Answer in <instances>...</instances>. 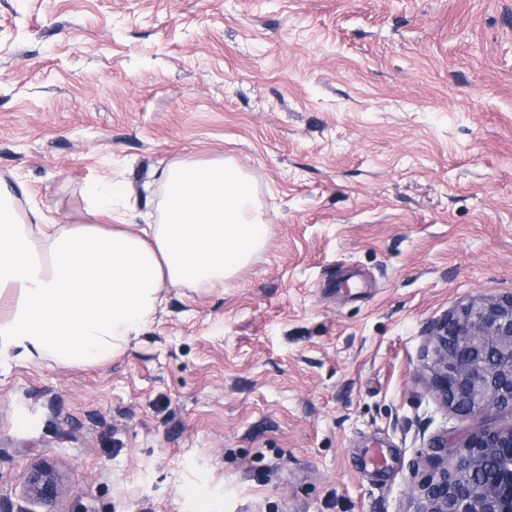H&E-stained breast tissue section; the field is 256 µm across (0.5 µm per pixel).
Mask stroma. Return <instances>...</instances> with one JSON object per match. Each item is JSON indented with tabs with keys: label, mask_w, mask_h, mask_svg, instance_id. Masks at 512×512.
Masks as SVG:
<instances>
[{
	"label": "stroma",
	"mask_w": 512,
	"mask_h": 512,
	"mask_svg": "<svg viewBox=\"0 0 512 512\" xmlns=\"http://www.w3.org/2000/svg\"><path fill=\"white\" fill-rule=\"evenodd\" d=\"M233 160L269 226L223 287L164 288L93 366L0 363V498L54 512H413L430 326L512 293V0H0V186L157 223L162 171ZM382 450V468L367 465ZM64 489L62 475L52 465L39 463L30 467L22 480V492L33 503L39 504L52 512L55 504Z\"/></svg>",
	"instance_id": "obj_1"
}]
</instances>
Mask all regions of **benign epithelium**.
I'll list each match as a JSON object with an SVG mask.
<instances>
[{"label": "benign epithelium", "mask_w": 512, "mask_h": 512, "mask_svg": "<svg viewBox=\"0 0 512 512\" xmlns=\"http://www.w3.org/2000/svg\"><path fill=\"white\" fill-rule=\"evenodd\" d=\"M427 358L433 391L472 426L454 444L434 439L433 448L451 447L455 458L412 489L414 512H512V427L482 424L490 410L512 413V293L474 300L440 319ZM63 489L62 475L47 463L23 476L24 496L46 512Z\"/></svg>", "instance_id": "1"}]
</instances>
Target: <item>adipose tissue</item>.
Masks as SVG:
<instances>
[{"instance_id":"obj_1","label":"adipose tissue","mask_w":512,"mask_h":512,"mask_svg":"<svg viewBox=\"0 0 512 512\" xmlns=\"http://www.w3.org/2000/svg\"><path fill=\"white\" fill-rule=\"evenodd\" d=\"M162 178L159 223L21 224L0 199V359L93 364L152 322L162 288H214L264 248L268 227L233 161L180 162Z\"/></svg>"}]
</instances>
